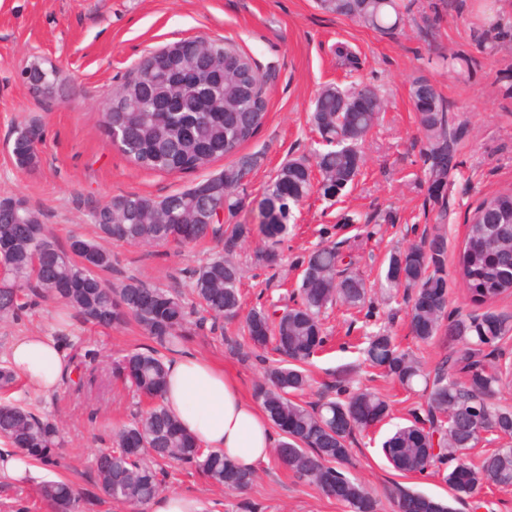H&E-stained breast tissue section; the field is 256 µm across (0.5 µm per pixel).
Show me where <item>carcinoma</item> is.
Listing matches in <instances>:
<instances>
[{"mask_svg":"<svg viewBox=\"0 0 512 512\" xmlns=\"http://www.w3.org/2000/svg\"><path fill=\"white\" fill-rule=\"evenodd\" d=\"M327 13L354 19L366 27L392 34L403 20L398 0H317ZM267 74L253 59L219 39L197 44L185 40L181 50L165 61L156 54L144 58L103 109V129L112 137V125L126 128L118 149L136 166L148 170L189 172L227 156L234 160L220 172L191 187L156 201L134 194L115 195L93 211L100 237L142 246H188L211 239L229 252L253 232L273 240L284 236L292 209L312 191V170L303 160H289L264 188L258 202L256 224L230 223L244 208L235 194L254 171L258 158L239 149L252 139L267 117ZM426 90L435 111L416 113L421 133L427 178L445 188L457 171V133L449 108L430 86L413 83L410 96ZM378 99L374 88L358 85L348 91L324 87L318 94L311 121L324 149L317 151L321 195L335 196L355 180L362 159L357 145L380 120L371 109H351L355 96ZM41 127L19 129L12 155L21 169L38 163ZM227 219L214 220L217 210ZM448 237L443 225L423 230L419 242L391 256L383 288L407 289L411 331L426 342L439 331L448 334L452 349L441 365L426 372L412 354L401 350L386 334L367 339L366 361L405 389L423 384L425 404L410 410L408 424L383 444L393 469L421 474L435 464L455 460L459 448L483 441L498 447L477 462L467 461L443 474L452 498L475 497L486 484L512 487V407L496 402L512 384L488 358L498 344L512 335V315L491 308L477 314L448 312ZM339 248L324 246L301 261L302 279L297 299L282 310L265 305L250 310L245 328L258 324L269 333L279 359L267 368V383L258 397L281 439L277 462L298 480L344 502L350 512H376V501L337 465L350 456L352 434L367 430L371 415L382 421L388 402L367 389L353 390L342 375L334 384L335 396L309 405L295 396L307 385L301 364L327 341L321 316L340 302L364 306L367 284L359 274L339 269ZM112 251L95 239L73 233L59 244L36 213L0 203V319H14L38 299L56 300L73 310L86 324L110 330L134 320L162 349L173 352L187 341L189 312L173 288L129 277L114 284L104 274L112 271ZM462 283L471 301L490 303L512 293V192L484 197L467 225V241L459 258ZM241 269L218 256L192 269L188 288L200 311L212 320L233 318L240 308ZM126 384L156 403L114 432L112 446L95 453L90 475L94 485L113 500L146 505L157 495L164 462L193 466L212 484L228 490L250 487L255 474L238 468L221 452L204 450L186 434L160 403L165 384L163 359L154 348L134 350L117 362ZM17 378L10 363L0 364V391L8 392ZM362 407L365 415L352 418L350 432L336 433V419ZM0 442L17 448L44 466L55 463L61 447L55 419L41 417L30 408L8 400L0 403ZM462 469L467 480L456 478ZM51 512H78L81 495L68 481L50 480L39 488Z\"/></svg>","mask_w":512,"mask_h":512,"instance_id":"cac0c4a2","label":"carcinoma"}]
</instances>
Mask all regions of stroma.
I'll return each mask as SVG.
<instances>
[{
  "mask_svg": "<svg viewBox=\"0 0 512 512\" xmlns=\"http://www.w3.org/2000/svg\"><path fill=\"white\" fill-rule=\"evenodd\" d=\"M191 37L228 41L270 73L264 125L242 147L257 155L258 167L239 190L246 200L261 196L277 169L291 158L314 161L319 136L310 122L317 95L325 86H374L384 104L379 123L361 145L360 173L338 201L311 194L294 208V219L279 244L256 235L231 252L240 266L244 312L262 304H284L301 280L298 264L318 245L339 244L352 257L354 271L370 288L364 308L335 305L324 326L327 349L307 366L311 384L300 399L314 404L346 373L354 385L386 396L388 417L355 434L344 468L377 501V512H394L397 491L450 499L440 473L401 476L388 463L382 444L406 424L422 401L388 376L372 374L354 344L388 330L425 370L447 356V338L417 340L409 330L404 291L387 296L384 278L391 254L418 242L421 229L435 224L428 199L426 167L410 89L426 80L445 100L459 132V172L448 189L453 214L448 222V308L478 312L456 274L468 220L488 195L512 190V0H496L488 19L483 0H411L400 27L382 34L356 20L320 10L316 0H0V198L19 197L39 213L59 243L71 230L93 233V209L119 194L155 200L221 171L226 159L186 173H164L134 166L102 131V104L149 52ZM346 44L357 56L348 70L335 54ZM461 55L464 71L438 66V56ZM58 64L60 98L46 104L21 81L32 61ZM35 124L43 138L39 162L16 168L8 142L16 128ZM337 234H329V227ZM277 249L279 264H259L262 251ZM117 264L113 282L134 276L186 290L187 272L216 253L213 242L185 248L112 244ZM57 306L40 301L19 318L0 321V362L14 339L31 333L61 339L81 384L63 382L53 394L17 384L12 402L52 416L64 439L62 465L55 474L74 481L83 493L82 512H138L135 506L104 497L89 478L96 451L110 446L113 429L128 422L139 395L114 370L127 351L144 349L149 339L137 325L102 332L69 316L56 320ZM242 317L221 320L217 330L192 328L189 350L224 367L248 398L265 381L266 364L256 361L243 331ZM202 500L207 512H349L339 500L298 481L275 461L261 465L249 491L231 493L200 473L172 466L161 487Z\"/></svg>",
  "mask_w": 512,
  "mask_h": 512,
  "instance_id": "1",
  "label": "stroma"
}]
</instances>
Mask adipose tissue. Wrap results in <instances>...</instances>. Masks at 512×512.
Wrapping results in <instances>:
<instances>
[{"instance_id":"adipose-tissue-1","label":"adipose tissue","mask_w":512,"mask_h":512,"mask_svg":"<svg viewBox=\"0 0 512 512\" xmlns=\"http://www.w3.org/2000/svg\"><path fill=\"white\" fill-rule=\"evenodd\" d=\"M9 362L26 386L40 393L55 392L70 370L59 343L46 336L18 337ZM164 366L162 404L200 447L223 452L245 471L267 463L274 430L223 367L188 350L169 355Z\"/></svg>"}]
</instances>
